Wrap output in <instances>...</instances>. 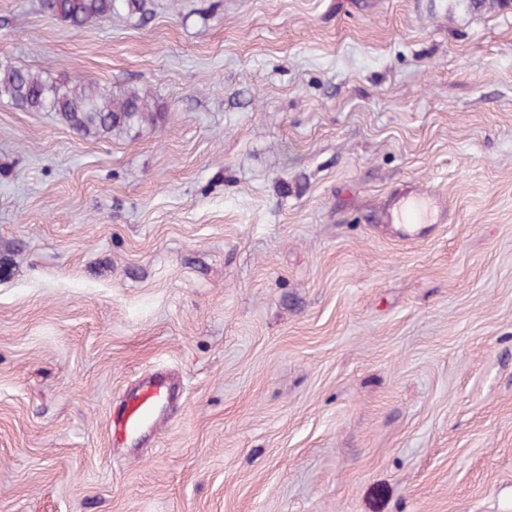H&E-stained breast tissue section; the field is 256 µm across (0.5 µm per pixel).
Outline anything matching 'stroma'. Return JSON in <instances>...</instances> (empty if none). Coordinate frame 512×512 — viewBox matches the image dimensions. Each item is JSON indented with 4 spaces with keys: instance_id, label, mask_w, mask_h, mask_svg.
<instances>
[{
    "instance_id": "stroma-1",
    "label": "stroma",
    "mask_w": 512,
    "mask_h": 512,
    "mask_svg": "<svg viewBox=\"0 0 512 512\" xmlns=\"http://www.w3.org/2000/svg\"><path fill=\"white\" fill-rule=\"evenodd\" d=\"M151 7L0 0V63L166 108L0 102V512H512V0ZM48 14L73 28L125 14L143 21L149 13L147 0H42ZM0 101L26 112H55L81 136L97 139H112L164 117L146 89L108 90L92 80L52 77L9 63H0ZM178 389L174 378L163 371L143 377L113 411L109 419V434L116 444L142 437L153 428L158 415L167 411L176 399Z\"/></svg>"
}]
</instances>
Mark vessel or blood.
Here are the masks:
<instances>
[{
  "mask_svg": "<svg viewBox=\"0 0 512 512\" xmlns=\"http://www.w3.org/2000/svg\"><path fill=\"white\" fill-rule=\"evenodd\" d=\"M177 394L178 389L170 374L156 371L143 377L110 416L109 434L112 442L122 444L142 437L153 428L158 415L169 409Z\"/></svg>",
  "mask_w": 512,
  "mask_h": 512,
  "instance_id": "1",
  "label": "vessel or blood"
}]
</instances>
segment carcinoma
<instances>
[{"mask_svg": "<svg viewBox=\"0 0 512 512\" xmlns=\"http://www.w3.org/2000/svg\"><path fill=\"white\" fill-rule=\"evenodd\" d=\"M48 14L73 28L125 14L144 20L147 0H42ZM0 101L26 112H53L83 137L121 136L163 119L146 89L109 90L92 80L52 77L41 71L0 63Z\"/></svg>", "mask_w": 512, "mask_h": 512, "instance_id": "obj_1", "label": "carcinoma"}]
</instances>
